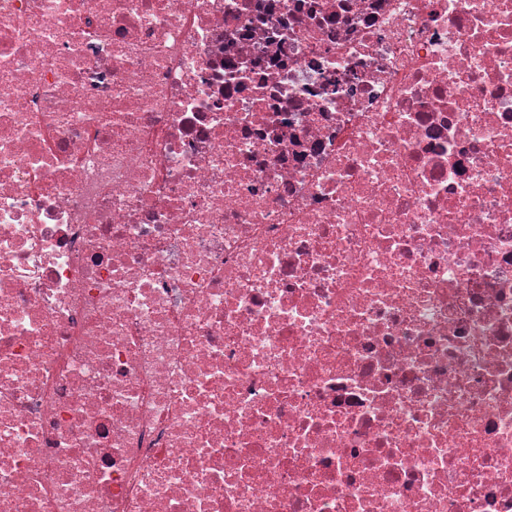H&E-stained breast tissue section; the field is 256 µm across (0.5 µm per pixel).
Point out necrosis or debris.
<instances>
[{"mask_svg":"<svg viewBox=\"0 0 512 512\" xmlns=\"http://www.w3.org/2000/svg\"><path fill=\"white\" fill-rule=\"evenodd\" d=\"M0 512H512V0H0Z\"/></svg>","mask_w":512,"mask_h":512,"instance_id":"1","label":"necrosis or debris"}]
</instances>
